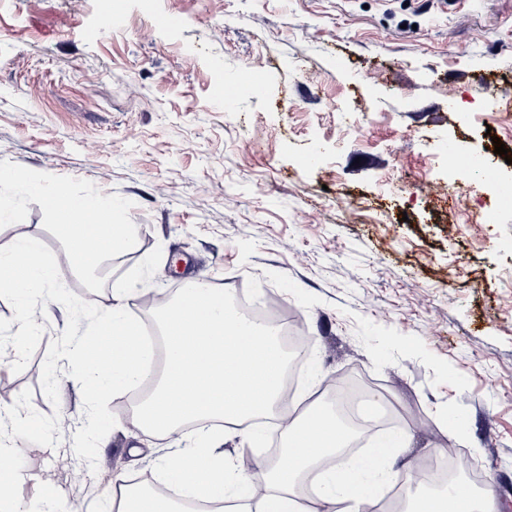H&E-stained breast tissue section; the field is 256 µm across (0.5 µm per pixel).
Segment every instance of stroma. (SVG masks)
<instances>
[{"instance_id": "35a3bbf8", "label": "stroma", "mask_w": 512, "mask_h": 512, "mask_svg": "<svg viewBox=\"0 0 512 512\" xmlns=\"http://www.w3.org/2000/svg\"><path fill=\"white\" fill-rule=\"evenodd\" d=\"M256 65L262 90L225 111V82ZM504 93L512 0H122L108 27L99 0H0V160L133 203L137 243L103 290L64 268L66 288L101 308L130 289L149 326L144 299L190 277L278 298L312 344L289 410L356 375L411 428L400 462L454 447L512 512V208L485 224V184L447 211L434 188L448 142L512 174L489 149L512 131L482 111ZM19 232L63 250L38 203L0 246ZM67 321L47 302L25 369L0 367V403L28 389L59 417L58 447L17 449L41 479L24 497L96 512L112 475L156 481V457L195 434L137 432L123 393L89 402L64 358L51 403L42 365Z\"/></svg>"}]
</instances>
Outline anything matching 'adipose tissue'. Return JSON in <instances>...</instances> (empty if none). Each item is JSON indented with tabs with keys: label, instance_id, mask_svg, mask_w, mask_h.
Masks as SVG:
<instances>
[{
	"label": "adipose tissue",
	"instance_id": "ef3b65f1",
	"mask_svg": "<svg viewBox=\"0 0 512 512\" xmlns=\"http://www.w3.org/2000/svg\"><path fill=\"white\" fill-rule=\"evenodd\" d=\"M126 292L113 293L91 336L74 337L75 380L93 397L144 390L129 420L139 431L167 438L190 420H219L245 438L256 419L282 404L288 354L279 331L240 316L223 289L189 281L163 303L158 316L162 353L145 345L139 322L126 310ZM50 423L33 412L0 406V512H26L13 472L18 441ZM284 455L264 466L262 484L250 477L246 453L227 456L223 433L199 436L191 446L162 456L167 485L188 499L229 503L233 512H370L399 477L396 449L412 440L403 429L364 458L343 464L347 430L324 405L307 408L283 428ZM117 512H185L182 503L145 491L123 476L112 479ZM404 512H495L492 489L473 492L459 483L448 490L404 486Z\"/></svg>",
	"mask_w": 512,
	"mask_h": 512
}]
</instances>
